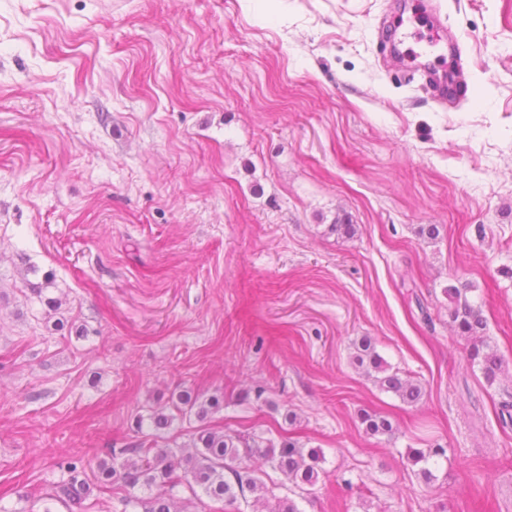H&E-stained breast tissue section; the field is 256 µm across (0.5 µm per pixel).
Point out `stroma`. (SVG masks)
Returning a JSON list of instances; mask_svg holds the SVG:
<instances>
[{
  "label": "stroma",
  "instance_id": "35a3bbf8",
  "mask_svg": "<svg viewBox=\"0 0 512 512\" xmlns=\"http://www.w3.org/2000/svg\"><path fill=\"white\" fill-rule=\"evenodd\" d=\"M409 9L457 45L398 0H0V512L185 390L223 407L159 446L321 449L313 490L266 471L300 512H512V0ZM48 273L74 333L23 289ZM363 336L420 402L353 364ZM438 446L428 481L408 455ZM444 292L453 304L450 316L455 328L472 342L469 352L471 362L481 363L487 380L494 381L496 372L501 366V360L484 339L482 333L485 325L482 316L465 297L462 298L460 288H446Z\"/></svg>",
  "mask_w": 512,
  "mask_h": 512
}]
</instances>
